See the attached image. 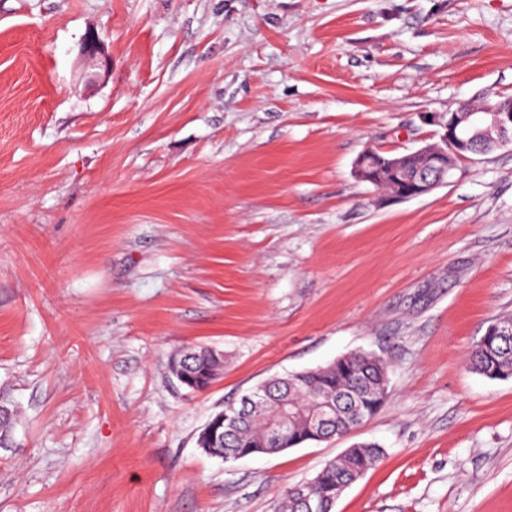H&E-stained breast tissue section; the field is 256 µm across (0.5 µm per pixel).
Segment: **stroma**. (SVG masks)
I'll return each mask as SVG.
<instances>
[{"mask_svg": "<svg viewBox=\"0 0 512 512\" xmlns=\"http://www.w3.org/2000/svg\"><path fill=\"white\" fill-rule=\"evenodd\" d=\"M95 32L110 65L88 80ZM512 95V0H0V512H275L361 442L334 512H512V145L430 194L359 179ZM224 369L200 393L172 356ZM348 436L234 461L208 418L353 353ZM496 325V324H494ZM492 325L469 353L470 367L490 379L512 378V339H503Z\"/></svg>", "mask_w": 512, "mask_h": 512, "instance_id": "obj_1", "label": "stroma"}]
</instances>
